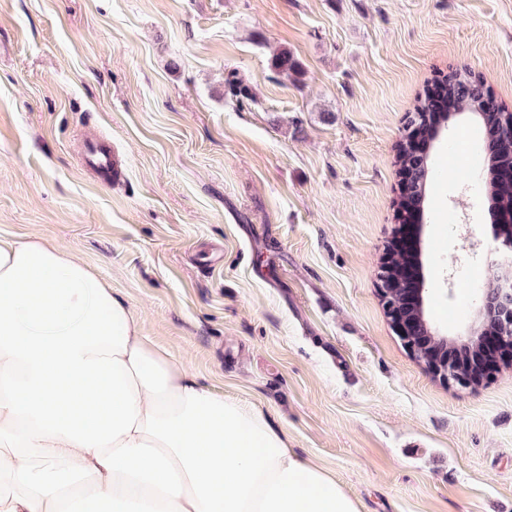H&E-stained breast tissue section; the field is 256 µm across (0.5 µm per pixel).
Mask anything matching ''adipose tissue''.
Returning <instances> with one entry per match:
<instances>
[{
    "mask_svg": "<svg viewBox=\"0 0 512 512\" xmlns=\"http://www.w3.org/2000/svg\"><path fill=\"white\" fill-rule=\"evenodd\" d=\"M0 512L360 510L71 249L0 238Z\"/></svg>",
    "mask_w": 512,
    "mask_h": 512,
    "instance_id": "1",
    "label": "adipose tissue"
}]
</instances>
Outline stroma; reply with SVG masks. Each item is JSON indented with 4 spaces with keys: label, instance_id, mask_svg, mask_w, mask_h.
<instances>
[{
    "label": "stroma",
    "instance_id": "stroma-1",
    "mask_svg": "<svg viewBox=\"0 0 512 512\" xmlns=\"http://www.w3.org/2000/svg\"><path fill=\"white\" fill-rule=\"evenodd\" d=\"M304 70L276 76L274 50ZM236 70L254 101L224 94ZM512 112V0H0V237L71 248L145 336L263 411L361 512H512V362L462 388L406 351L378 271L428 81ZM111 141L116 180L81 169ZM482 129H438L419 245L455 330L500 241ZM427 109V101L424 98H420L417 100L413 111V117L406 119L405 125V134L397 145V154H396V163L399 167V175L401 177L400 181L413 180L409 182L406 187H404V191H410L414 193L415 196L421 195L423 196V192L425 190V184L429 180V177L433 175L436 170L433 168L432 171L427 172L424 167H416L414 171L406 168V164L410 165L413 163L412 161V153L408 144L409 134L412 128L418 127L425 129L424 124L422 123V119L426 114ZM418 115V118L416 117Z\"/></svg>",
    "mask_w": 512,
    "mask_h": 512
}]
</instances>
